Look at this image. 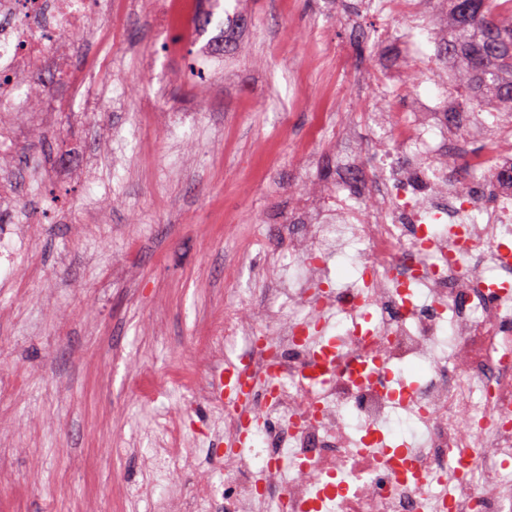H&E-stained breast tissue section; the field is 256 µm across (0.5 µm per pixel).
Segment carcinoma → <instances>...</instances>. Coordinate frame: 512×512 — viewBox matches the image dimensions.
I'll return each instance as SVG.
<instances>
[{"label":"carcinoma","instance_id":"1","mask_svg":"<svg viewBox=\"0 0 512 512\" xmlns=\"http://www.w3.org/2000/svg\"><path fill=\"white\" fill-rule=\"evenodd\" d=\"M454 40L445 52L457 60L456 81L470 92L469 104L480 112L486 103L512 112V52L490 55L487 43L512 41V0H472L468 15L459 0H448Z\"/></svg>","mask_w":512,"mask_h":512}]
</instances>
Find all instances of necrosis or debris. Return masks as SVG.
Listing matches in <instances>:
<instances>
[{"label":"necrosis or debris","instance_id":"necrosis-or-debris-1","mask_svg":"<svg viewBox=\"0 0 512 512\" xmlns=\"http://www.w3.org/2000/svg\"><path fill=\"white\" fill-rule=\"evenodd\" d=\"M89 14V0H0V101L27 97L49 62L69 69ZM415 110L393 115L387 180L348 157L334 186L347 203L296 209L297 278L271 258L267 305L224 313L225 353L260 384L243 410L193 385L224 411V512H512V124L495 123L508 146L475 155L480 113L461 129L428 101ZM353 247L360 283H337L329 262ZM408 365L424 378L404 391ZM400 415L422 445L382 461L368 445ZM191 462L177 431L147 460L163 484Z\"/></svg>","mask_w":512,"mask_h":512}]
</instances>
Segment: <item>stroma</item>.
<instances>
[{
  "label": "stroma",
  "mask_w": 512,
  "mask_h": 512,
  "mask_svg": "<svg viewBox=\"0 0 512 512\" xmlns=\"http://www.w3.org/2000/svg\"><path fill=\"white\" fill-rule=\"evenodd\" d=\"M161 3L91 14L111 70L49 75L41 115L0 114V512H194L204 472L222 490L215 415L174 372L220 370L224 311L266 301L268 253L298 188L332 182L339 131L369 164L385 105L467 101L408 64L380 0H225L226 59L197 58L192 17L158 30ZM162 411L194 456L168 486L145 464Z\"/></svg>",
  "instance_id": "1"
}]
</instances>
